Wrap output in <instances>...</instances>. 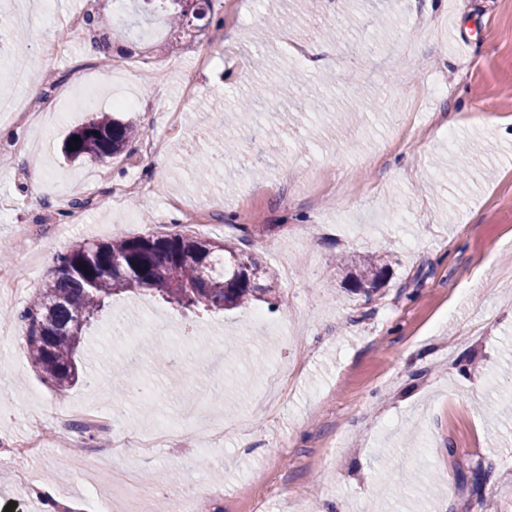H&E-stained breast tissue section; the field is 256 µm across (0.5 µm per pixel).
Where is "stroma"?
<instances>
[{"label":"stroma","instance_id":"1","mask_svg":"<svg viewBox=\"0 0 512 512\" xmlns=\"http://www.w3.org/2000/svg\"><path fill=\"white\" fill-rule=\"evenodd\" d=\"M86 0H29L21 58L0 57V89L37 72L57 112L50 132L0 112V263L24 291L0 296V438L49 423L51 408H112V378L130 346L142 386L121 427L181 428L175 446L142 459L121 448L84 466L96 444L70 429L37 458L0 464V507L49 512L98 497L104 512H173L191 482L223 488L194 512H512V0H346L307 13L295 0H211L210 25L177 32L148 0H96L112 46L72 37L68 56L41 57L54 13ZM220 61L197 70L201 49ZM127 62L140 136L108 163L66 162L61 146L87 115L69 106L101 83L105 59ZM165 69L143 84L140 65ZM196 81V98H180ZM286 92L240 124L248 88ZM317 111H307L308 101ZM220 119L234 158L208 135ZM161 152L144 156L148 142ZM224 160L222 181L187 167ZM40 169L48 191L34 195ZM78 207H71V200ZM193 201L208 223L188 220ZM179 232L233 242L279 276V297L186 314L146 293L113 296L133 338L93 328L80 354L100 380L57 394L39 378L20 315L58 256L81 242ZM384 256L379 290L350 291L342 265ZM253 419L246 439L205 447L201 431ZM147 474L159 495L112 485L113 467ZM26 471L20 483L16 471Z\"/></svg>","mask_w":512,"mask_h":512}]
</instances>
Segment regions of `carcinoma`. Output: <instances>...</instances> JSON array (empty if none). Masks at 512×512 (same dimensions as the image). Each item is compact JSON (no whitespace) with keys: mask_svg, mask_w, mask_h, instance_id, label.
<instances>
[{"mask_svg":"<svg viewBox=\"0 0 512 512\" xmlns=\"http://www.w3.org/2000/svg\"><path fill=\"white\" fill-rule=\"evenodd\" d=\"M71 135L79 148L65 146L73 161L108 162L120 157L138 136V128L97 112ZM123 261L122 267L113 261ZM380 255L364 256L347 280L355 291L370 293L387 275ZM143 291L184 311L224 310L277 297V279L258 261L226 242L180 233L79 243L58 258L51 276L24 311L26 343L34 367L54 390L64 392L79 379L76 355L86 330L103 316L112 296ZM112 392L121 403L135 381L132 366L119 370Z\"/></svg>","mask_w":512,"mask_h":512,"instance_id":"cac0c4a2","label":"carcinoma"}]
</instances>
